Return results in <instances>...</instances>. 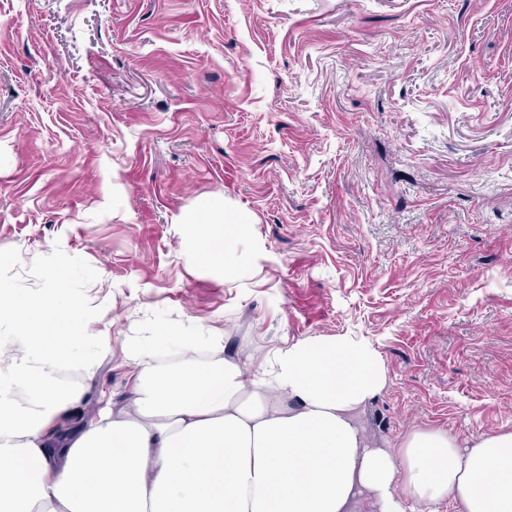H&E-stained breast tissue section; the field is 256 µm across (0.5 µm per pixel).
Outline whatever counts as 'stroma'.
<instances>
[{
    "instance_id": "obj_1",
    "label": "stroma",
    "mask_w": 512,
    "mask_h": 512,
    "mask_svg": "<svg viewBox=\"0 0 512 512\" xmlns=\"http://www.w3.org/2000/svg\"><path fill=\"white\" fill-rule=\"evenodd\" d=\"M252 222L243 273L178 216ZM129 336L370 339L368 438L512 430V0H0V280ZM251 222L248 214L228 209L223 199H204L178 219L203 226L195 235L198 258L205 266L222 269L224 276L239 270L240 256L232 240L242 237Z\"/></svg>"
}]
</instances>
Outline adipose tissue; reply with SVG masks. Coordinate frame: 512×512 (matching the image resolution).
<instances>
[{"instance_id": "ef3b65f1", "label": "adipose tissue", "mask_w": 512, "mask_h": 512, "mask_svg": "<svg viewBox=\"0 0 512 512\" xmlns=\"http://www.w3.org/2000/svg\"><path fill=\"white\" fill-rule=\"evenodd\" d=\"M199 260L232 274L251 218L205 199L179 218ZM66 281L36 298L0 282V512H512V430L459 445L438 428L397 448L371 446L361 415L389 382L375 344L341 334L273 344L258 359L224 354L220 336L128 337L129 401L109 400L76 434L56 435L93 376L95 336ZM72 325L49 331L48 323Z\"/></svg>"}]
</instances>
